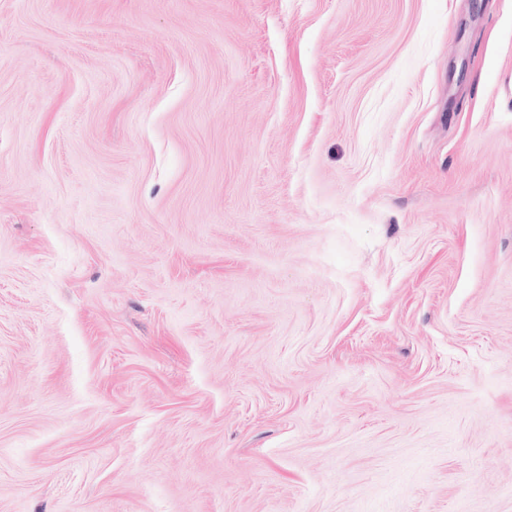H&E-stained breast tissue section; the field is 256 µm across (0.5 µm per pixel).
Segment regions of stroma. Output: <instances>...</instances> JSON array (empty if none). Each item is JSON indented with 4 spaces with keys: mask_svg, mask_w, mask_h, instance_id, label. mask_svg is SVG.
<instances>
[{
    "mask_svg": "<svg viewBox=\"0 0 512 512\" xmlns=\"http://www.w3.org/2000/svg\"><path fill=\"white\" fill-rule=\"evenodd\" d=\"M0 512H512V0H0Z\"/></svg>",
    "mask_w": 512,
    "mask_h": 512,
    "instance_id": "1",
    "label": "stroma"
}]
</instances>
